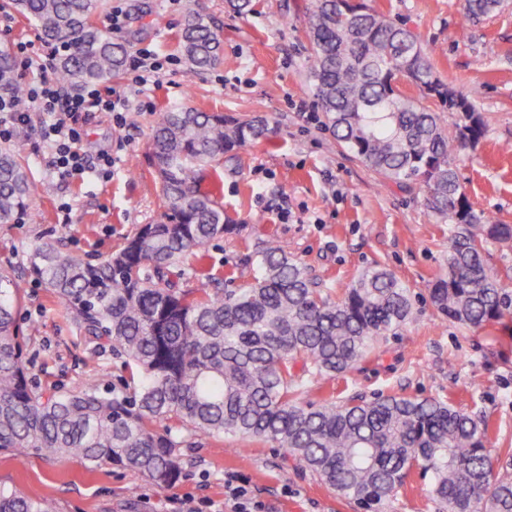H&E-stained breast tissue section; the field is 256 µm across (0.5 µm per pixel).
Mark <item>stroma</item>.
<instances>
[{"mask_svg": "<svg viewBox=\"0 0 512 512\" xmlns=\"http://www.w3.org/2000/svg\"><path fill=\"white\" fill-rule=\"evenodd\" d=\"M95 17L108 28L115 9L126 15L113 38L129 52L154 50L164 68L158 82L133 89L127 75L112 79L121 115L83 116L81 148L112 155V176L64 182L52 172L51 150L31 130L7 147L26 164L37 186L18 222L0 224V270L20 283L16 319L27 343L31 374L45 389L70 388L94 378L122 388L123 359L112 351L91 356L83 329L27 269V253L63 242L85 259L107 256L142 224L159 220L158 184L149 166L153 129L168 108L190 106L242 119L266 117L269 140L224 155L222 202L241 235L213 242L217 281L235 271L236 286L251 282L243 259L255 243L279 246L324 281L332 296L365 269L381 265L409 289L413 314L355 369L310 382L303 400L396 393L453 403L491 426L490 445H512V316L481 329H463L439 314L429 289L448 265V222L426 207L422 191L402 188L336 143L311 92L310 43L303 12L311 0H253L241 16L225 0H101ZM406 25L430 52L437 75L467 93L486 121L475 149L457 154L456 170L473 208L512 224V0L494 16L465 22L463 0H365ZM218 27L224 61L191 72L180 48L188 11ZM34 22L0 0V50L40 40ZM246 484L262 512H361L311 473L295 469L283 449L228 436L198 440L187 450L183 474L159 488L116 466L88 467L79 459L0 453V486L54 499L58 512H232L225 478ZM420 476L402 487L384 512H443Z\"/></svg>", "mask_w": 512, "mask_h": 512, "instance_id": "stroma-1", "label": "stroma"}]
</instances>
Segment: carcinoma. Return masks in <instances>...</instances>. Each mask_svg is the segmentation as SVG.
<instances>
[{
    "mask_svg": "<svg viewBox=\"0 0 512 512\" xmlns=\"http://www.w3.org/2000/svg\"><path fill=\"white\" fill-rule=\"evenodd\" d=\"M313 0L306 30L309 78L336 141L396 184L424 192L448 218V268L430 291L438 312L460 327L483 328L512 314V291L485 258L489 242L512 241V224L476 212L458 179L456 154L476 145L486 123L468 96L436 74L404 25L367 4ZM65 52L57 71L70 84L118 76L127 49L94 22L97 0H11ZM499 0H464L468 19ZM181 47L195 73L224 61L210 21L190 12ZM420 92L414 97L403 85ZM22 96L10 54L0 51V92ZM454 116L452 130L441 113ZM263 117L248 120L193 107L161 113L149 152L163 209L96 262L61 244L28 255L30 272L66 307L89 340L125 358L124 389L95 380L38 389L24 338L0 274V450L75 457L97 468L136 470L163 488L182 474V449L200 436L262 440L366 512H381L415 472L431 475L430 494L448 512H512V448L494 466L488 423L436 398L379 394L372 399L300 400L312 379L343 375L411 315L409 289L390 271H363L335 300L309 268L279 247H256L252 282L208 288L211 243L239 232L221 201L223 178L209 171L226 153L266 137ZM35 191L13 151L0 149V224L26 212ZM194 278L201 287L182 289ZM0 512H56L47 498L0 489Z\"/></svg>",
    "mask_w": 512,
    "mask_h": 512,
    "instance_id": "cac0c4a2",
    "label": "carcinoma"
}]
</instances>
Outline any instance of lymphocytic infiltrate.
Wrapping results in <instances>:
<instances>
[{
	"label": "lymphocytic infiltrate",
	"instance_id": "lymphocytic-infiltrate-1",
	"mask_svg": "<svg viewBox=\"0 0 512 512\" xmlns=\"http://www.w3.org/2000/svg\"><path fill=\"white\" fill-rule=\"evenodd\" d=\"M15 66L25 71L38 68L44 76L29 85L25 100L0 94V142H9L27 125L30 112L43 113L45 119L39 134L52 152V169L60 180L66 181L93 173L106 179L112 174V156L99 153L95 162H88L80 143L84 129L78 122L86 112H112L116 109L111 88L99 84L84 85L79 91L68 93L48 77L52 68V54L35 51L32 43H17L13 53Z\"/></svg>",
	"mask_w": 512,
	"mask_h": 512
}]
</instances>
